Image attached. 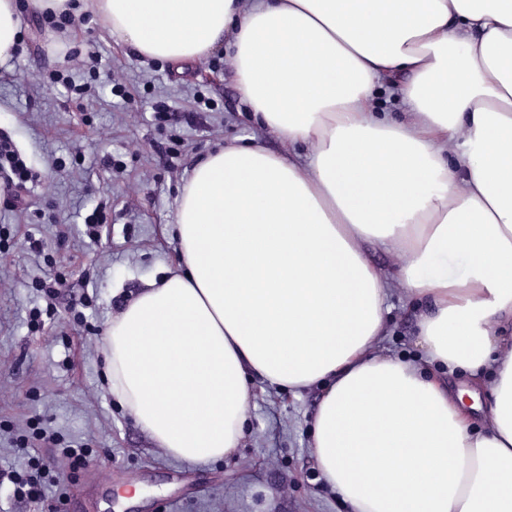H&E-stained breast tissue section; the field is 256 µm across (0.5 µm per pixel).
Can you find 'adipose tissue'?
<instances>
[{"label": "adipose tissue", "instance_id": "adipose-tissue-1", "mask_svg": "<svg viewBox=\"0 0 512 512\" xmlns=\"http://www.w3.org/2000/svg\"><path fill=\"white\" fill-rule=\"evenodd\" d=\"M25 6L92 12L173 63L228 46L251 118L286 146L227 145L193 167L171 228L178 270L104 337L108 386L135 422L173 458L215 461L239 445L254 380L315 388L312 457L348 512H512V0ZM379 85L400 121L372 108ZM370 244L406 251L399 280ZM454 252L466 278L431 273ZM399 284L429 306L416 364L374 351ZM459 369L464 392L448 385Z\"/></svg>", "mask_w": 512, "mask_h": 512}]
</instances>
